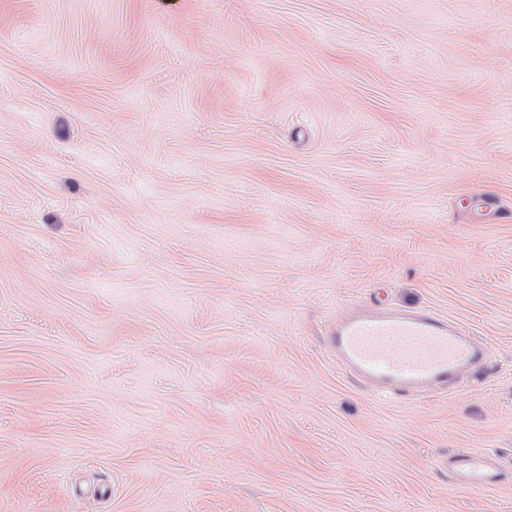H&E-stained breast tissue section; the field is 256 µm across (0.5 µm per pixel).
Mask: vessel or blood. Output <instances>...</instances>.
I'll return each instance as SVG.
<instances>
[{"label":"vessel or blood","mask_w":512,"mask_h":512,"mask_svg":"<svg viewBox=\"0 0 512 512\" xmlns=\"http://www.w3.org/2000/svg\"><path fill=\"white\" fill-rule=\"evenodd\" d=\"M326 342L343 371L405 402L432 387L453 394L455 387L482 380L492 370L485 349L433 310L354 308L337 317ZM445 464L464 490L488 494L504 484L505 465L496 455L451 450Z\"/></svg>","instance_id":"obj_1"}]
</instances>
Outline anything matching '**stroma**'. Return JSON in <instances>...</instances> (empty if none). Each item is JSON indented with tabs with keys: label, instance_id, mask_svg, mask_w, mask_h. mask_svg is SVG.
Returning <instances> with one entry per match:
<instances>
[{
	"label": "stroma",
	"instance_id": "1",
	"mask_svg": "<svg viewBox=\"0 0 512 512\" xmlns=\"http://www.w3.org/2000/svg\"><path fill=\"white\" fill-rule=\"evenodd\" d=\"M355 304L493 376L352 384ZM451 448L512 460V0H0V512H512ZM445 464L453 482L470 492L489 494L505 482L502 460L484 451L448 450Z\"/></svg>",
	"mask_w": 512,
	"mask_h": 512
}]
</instances>
